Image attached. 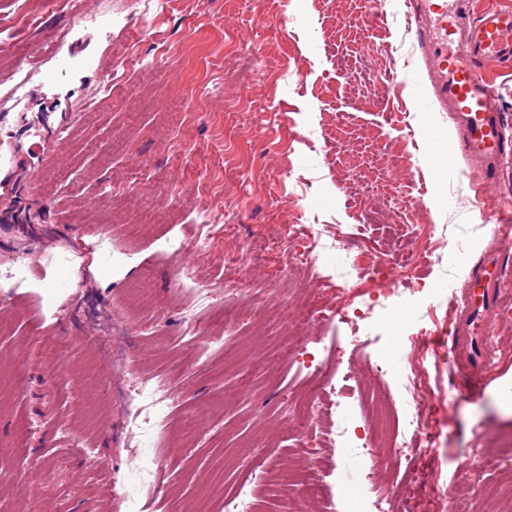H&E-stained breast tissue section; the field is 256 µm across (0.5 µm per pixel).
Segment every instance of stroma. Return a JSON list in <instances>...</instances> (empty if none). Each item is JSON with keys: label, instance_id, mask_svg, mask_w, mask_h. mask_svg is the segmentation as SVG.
<instances>
[{"label": "stroma", "instance_id": "stroma-1", "mask_svg": "<svg viewBox=\"0 0 512 512\" xmlns=\"http://www.w3.org/2000/svg\"><path fill=\"white\" fill-rule=\"evenodd\" d=\"M19 10L32 24L9 36L41 95L0 112V273L24 275L0 288V512H224L215 479L258 473L273 450L282 471L255 488L252 512H327L336 496L360 512L362 473L318 417L279 439L286 391L312 379L273 345L277 306L301 324L323 375L348 376L355 425L363 397L403 372L407 338L425 337L431 383L453 388L431 405V479L467 486L450 512H499L512 472V273L494 368L475 391L448 353V298L484 250L512 259V238L493 236L512 194L480 188L461 156L437 164L438 138L455 129L433 102L407 0H0V19ZM116 60L126 66L112 97L96 101ZM374 199L389 224L357 229ZM201 212L218 230L197 305L166 243L192 241ZM312 222L330 234L353 225L347 247L379 266L364 292L393 281L402 293L375 309L367 350L353 352L348 325L309 323L334 303V285L280 273L268 248ZM396 224L418 238H397ZM430 225L459 263L432 254ZM242 237L261 249L247 269L254 285L282 280L262 313L233 290L224 259ZM410 255L412 279L400 274ZM335 352L342 365L327 361ZM145 386L169 414L148 420L140 448L129 421ZM288 472L324 492L285 496Z\"/></svg>", "mask_w": 512, "mask_h": 512}]
</instances>
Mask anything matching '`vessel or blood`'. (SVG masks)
<instances>
[{
	"label": "vessel or blood",
	"instance_id": "vessel-or-blood-1",
	"mask_svg": "<svg viewBox=\"0 0 512 512\" xmlns=\"http://www.w3.org/2000/svg\"><path fill=\"white\" fill-rule=\"evenodd\" d=\"M409 6L417 17L420 47L432 66L435 99L460 132L453 148L478 164L484 185L498 186L508 141L486 68L512 64V9L491 8L472 18L465 0H409ZM469 283L472 293L453 339L462 369L477 382L493 365L489 329L502 285L497 256L485 255Z\"/></svg>",
	"mask_w": 512,
	"mask_h": 512
}]
</instances>
